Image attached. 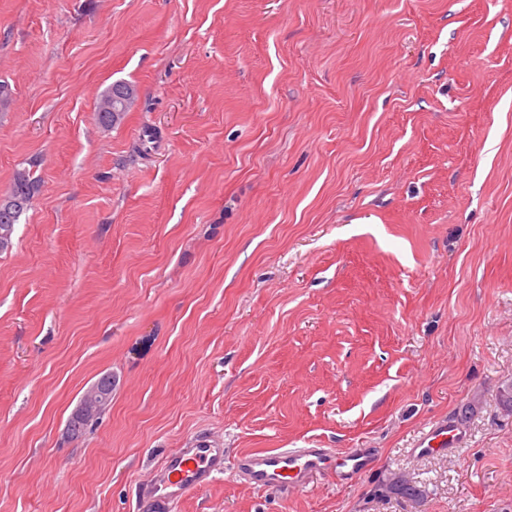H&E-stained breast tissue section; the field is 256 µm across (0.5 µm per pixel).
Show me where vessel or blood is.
I'll return each instance as SVG.
<instances>
[{"label": "vessel or blood", "mask_w": 512, "mask_h": 512, "mask_svg": "<svg viewBox=\"0 0 512 512\" xmlns=\"http://www.w3.org/2000/svg\"><path fill=\"white\" fill-rule=\"evenodd\" d=\"M458 436V431L449 430L447 425H435L425 433L414 453L426 456L444 451ZM374 457L370 448H352L343 453L331 448H277L242 453L234 468L236 474L258 489L303 490L320 475L350 483L372 471ZM224 464L223 445L206 437L193 438L166 454L150 477L140 483V512H175L181 499L206 487L214 474L223 472Z\"/></svg>", "instance_id": "vessel-or-blood-1"}]
</instances>
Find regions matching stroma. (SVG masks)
I'll return each mask as SVG.
<instances>
[{"label":"stroma","instance_id":"35a3bbf8","mask_svg":"<svg viewBox=\"0 0 512 512\" xmlns=\"http://www.w3.org/2000/svg\"><path fill=\"white\" fill-rule=\"evenodd\" d=\"M1 81L0 193L38 191L0 253V512H138L198 435L374 469L228 465L176 512H512V0H0ZM123 83L129 84L124 81H118V82H115L112 85H110L102 93V95L100 96V99L97 103V106L95 108V117H96V120H97V123L99 124V126L104 129H110V128L120 124V121L123 116V112L121 110H119L117 108H112V112H121V114L118 115V119L116 120L114 115L112 114V112H100V105L102 102H104L106 100H111L113 98V96L115 95L116 88L120 84H123ZM112 390V386H97L94 385L90 388L86 395V401L76 411V415H88L94 411L100 410L106 405L110 398L109 394ZM448 432H450V434H448ZM448 436H450V438ZM459 437L460 433H458L457 428L448 430V423L434 425L425 433L424 437L418 443V446L413 448V452L417 456H426L445 451L446 449L449 450L450 444ZM446 445L448 448H446ZM374 457L370 448H350L343 453L332 448H277L242 453L234 468L258 489L304 490L320 475L350 483L373 470Z\"/></svg>","mask_w":512,"mask_h":512}]
</instances>
